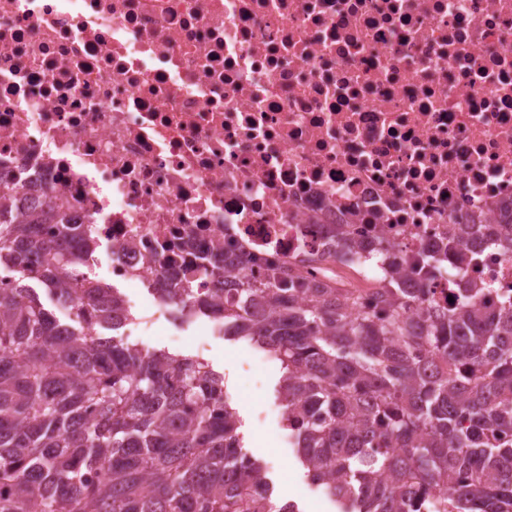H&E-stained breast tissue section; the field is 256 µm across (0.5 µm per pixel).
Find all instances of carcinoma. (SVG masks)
<instances>
[{
    "label": "carcinoma",
    "mask_w": 512,
    "mask_h": 512,
    "mask_svg": "<svg viewBox=\"0 0 512 512\" xmlns=\"http://www.w3.org/2000/svg\"><path fill=\"white\" fill-rule=\"evenodd\" d=\"M83 233L61 210L14 217L0 190V264L33 263L50 294L93 305L72 325L26 283L0 290V512H296L274 509L267 469L242 453L223 376L107 335L134 316L118 289L70 284L84 263L71 239ZM358 260L383 274L373 308L274 276L224 310V335L281 362L307 476L338 512H512V293L491 311L484 289L463 288L418 325L387 256ZM155 292L214 308L186 286ZM255 300L269 308L261 320L245 310Z\"/></svg>",
    "instance_id": "carcinoma-1"
}]
</instances>
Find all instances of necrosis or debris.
<instances>
[{
  "instance_id": "1",
  "label": "necrosis or debris",
  "mask_w": 512,
  "mask_h": 512,
  "mask_svg": "<svg viewBox=\"0 0 512 512\" xmlns=\"http://www.w3.org/2000/svg\"><path fill=\"white\" fill-rule=\"evenodd\" d=\"M0 183L146 288L335 281L341 238L389 253L411 312L463 286L496 305L512 0H0ZM463 224L481 231L443 258Z\"/></svg>"
}]
</instances>
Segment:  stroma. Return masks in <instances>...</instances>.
I'll list each match as a JSON object with an SVG mask.
<instances>
[{"label": "stroma", "mask_w": 512, "mask_h": 512, "mask_svg": "<svg viewBox=\"0 0 512 512\" xmlns=\"http://www.w3.org/2000/svg\"><path fill=\"white\" fill-rule=\"evenodd\" d=\"M118 289L131 299L139 324L131 343L204 359L223 375L224 393L238 416L242 450L267 468L274 486V504L290 500L298 512H336L330 495L322 488H309L306 470L297 458L278 393L280 361L244 338L207 337V347L199 348V338L206 337L207 317H196L190 331L184 333L178 313L154 317L153 298L146 289L124 283Z\"/></svg>", "instance_id": "obj_1"}]
</instances>
